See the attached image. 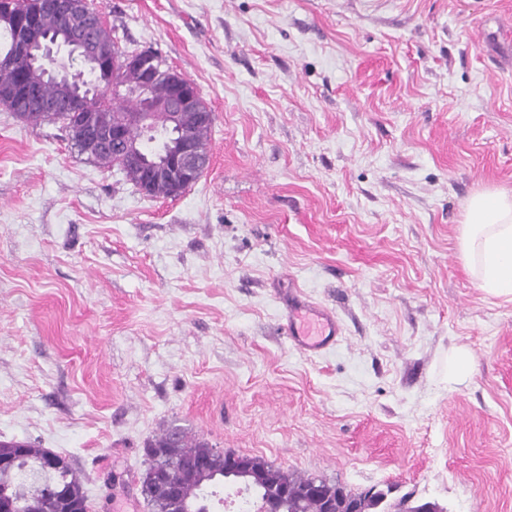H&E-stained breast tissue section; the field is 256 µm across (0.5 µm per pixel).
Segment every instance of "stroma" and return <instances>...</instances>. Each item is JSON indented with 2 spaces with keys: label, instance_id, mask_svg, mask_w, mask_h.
<instances>
[{
  "label": "stroma",
  "instance_id": "obj_1",
  "mask_svg": "<svg viewBox=\"0 0 512 512\" xmlns=\"http://www.w3.org/2000/svg\"><path fill=\"white\" fill-rule=\"evenodd\" d=\"M90 2L197 84L211 164L151 198L0 106V439L65 455L91 512H150L144 448L174 423L512 512V299L458 247L468 197L512 191V0ZM293 295L336 344L291 345ZM312 318L322 326L323 332L314 334L310 329L297 326L295 321L298 312L288 316L287 331L293 343L301 350L309 353H318L332 345L338 334L335 317L327 310L310 303L301 305Z\"/></svg>",
  "mask_w": 512,
  "mask_h": 512
}]
</instances>
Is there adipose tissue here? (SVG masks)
<instances>
[{"label":"adipose tissue","mask_w":512,"mask_h":512,"mask_svg":"<svg viewBox=\"0 0 512 512\" xmlns=\"http://www.w3.org/2000/svg\"><path fill=\"white\" fill-rule=\"evenodd\" d=\"M458 240L480 288L493 296L512 297V192L486 188L474 193Z\"/></svg>","instance_id":"obj_1"}]
</instances>
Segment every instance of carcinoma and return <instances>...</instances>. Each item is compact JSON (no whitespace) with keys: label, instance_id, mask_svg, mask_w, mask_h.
<instances>
[{"label":"carcinoma","instance_id":"obj_1","mask_svg":"<svg viewBox=\"0 0 512 512\" xmlns=\"http://www.w3.org/2000/svg\"><path fill=\"white\" fill-rule=\"evenodd\" d=\"M23 3L38 20L43 33L56 35L68 26L62 16L38 9L40 0H0ZM19 35L11 27L0 26V88H17L30 62L15 53ZM153 78L135 86L126 84L125 73L112 58H103L88 68L90 79L83 81L91 93L92 112L105 131L123 127L127 139L135 142L146 135L144 128L127 117L146 109L171 89V69L157 58L150 65ZM69 90L67 79L49 76L40 83L38 95L62 99ZM60 120L74 132L82 126L84 114L64 109L42 117ZM87 160L111 168L123 162L112 145L79 146ZM232 451H219L204 440L191 441L178 426H170L147 443L142 494L152 512H211L208 490L224 480V469L233 464ZM253 477L244 484L253 498V512H423L425 500L412 501L404 496L390 500L394 487L371 486L354 491L340 482L324 478L293 477L281 468L257 456L250 460ZM161 475L177 487L174 495L156 490L153 477ZM87 497L83 483L70 461L47 448L29 441L0 440V512H86Z\"/></svg>","mask_w":512,"mask_h":512}]
</instances>
